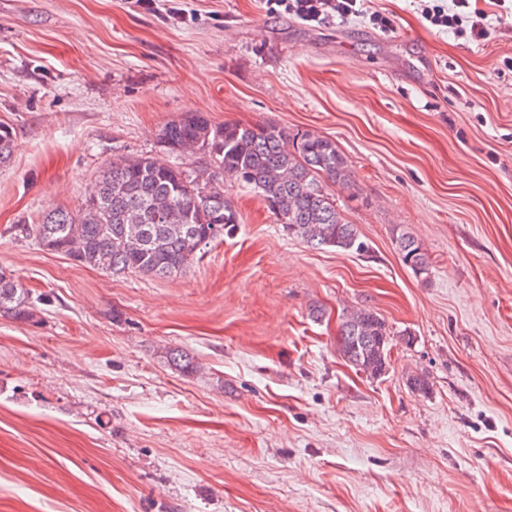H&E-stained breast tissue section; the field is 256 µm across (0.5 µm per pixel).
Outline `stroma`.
Returning a JSON list of instances; mask_svg holds the SVG:
<instances>
[{"mask_svg": "<svg viewBox=\"0 0 512 512\" xmlns=\"http://www.w3.org/2000/svg\"><path fill=\"white\" fill-rule=\"evenodd\" d=\"M180 3L183 24L135 0H0V271L40 310L0 316V512H512V0H471L481 41L432 27L424 0H371L385 32ZM188 112L334 140L351 185L331 192L367 252L288 236L230 181L234 234L171 278L20 233L76 212L112 160L158 155ZM356 306L398 336L382 377L339 353ZM398 253L403 264L409 267L415 275L428 274L431 261L423 245L407 231L400 232L396 237ZM160 358L164 360L171 370L183 375H194L198 371V365L194 358L182 349H164L160 352Z\"/></svg>", "mask_w": 512, "mask_h": 512, "instance_id": "obj_1", "label": "stroma"}]
</instances>
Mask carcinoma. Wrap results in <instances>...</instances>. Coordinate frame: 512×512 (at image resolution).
Returning <instances> with one entry per match:
<instances>
[{
    "mask_svg": "<svg viewBox=\"0 0 512 512\" xmlns=\"http://www.w3.org/2000/svg\"><path fill=\"white\" fill-rule=\"evenodd\" d=\"M159 150L174 159L134 156L112 162L98 176L77 213L50 209L20 232L48 251L114 276L136 273L166 278L182 273L201 245L233 231L238 216L224 200V181L259 194L289 236L312 247L363 252L357 225L336 208L328 185L347 187V158L330 138L288 130L272 123L215 125L190 112L163 126ZM14 136L0 124V163L12 155ZM198 155L191 172L176 162ZM403 264L414 274L429 272L423 245L407 231L396 237ZM0 314L36 321L38 307L21 283L0 273ZM339 352L351 366L378 378L389 367L391 331L370 309L343 313ZM160 358L183 375L198 365L182 349H164Z\"/></svg>",
    "mask_w": 512,
    "mask_h": 512,
    "instance_id": "1",
    "label": "carcinoma"
}]
</instances>
